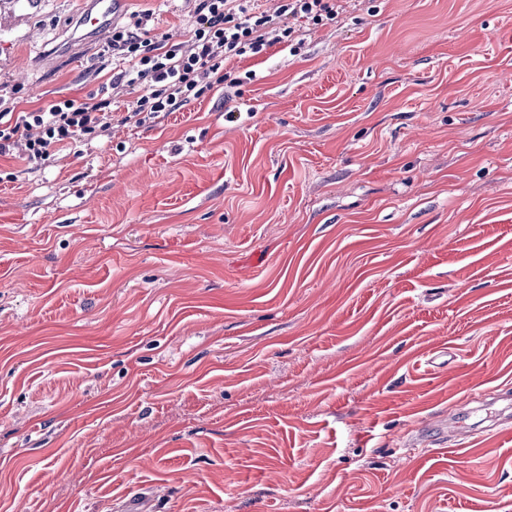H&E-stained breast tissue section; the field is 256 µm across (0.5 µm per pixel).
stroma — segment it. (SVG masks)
Masks as SVG:
<instances>
[{"mask_svg": "<svg viewBox=\"0 0 512 512\" xmlns=\"http://www.w3.org/2000/svg\"><path fill=\"white\" fill-rule=\"evenodd\" d=\"M88 5L0 0V113L109 85ZM302 36L0 162V512H512V0Z\"/></svg>", "mask_w": 512, "mask_h": 512, "instance_id": "stroma-1", "label": "stroma"}]
</instances>
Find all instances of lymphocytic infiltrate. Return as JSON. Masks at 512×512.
<instances>
[{"label":"lymphocytic infiltrate","mask_w":512,"mask_h":512,"mask_svg":"<svg viewBox=\"0 0 512 512\" xmlns=\"http://www.w3.org/2000/svg\"><path fill=\"white\" fill-rule=\"evenodd\" d=\"M338 9L336 0H278L271 10L261 8L259 0H198L190 40L170 49L148 37L153 11H134L112 31V52L121 70L111 84L144 87L126 112L127 119L142 123L178 111L226 84V60L256 57L275 44L292 42L297 22L321 25L334 20ZM109 105L106 99H66L0 120V158L12 155L21 142L24 161L41 169L58 148H76L109 135Z\"/></svg>","instance_id":"lymphocytic-infiltrate-1"}]
</instances>
